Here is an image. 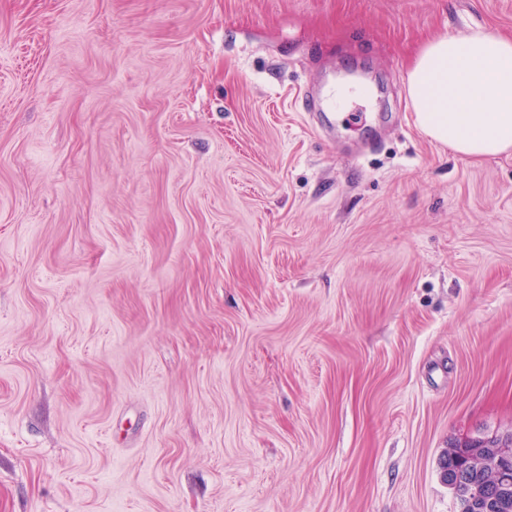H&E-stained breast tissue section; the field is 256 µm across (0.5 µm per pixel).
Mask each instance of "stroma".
<instances>
[{
	"label": "stroma",
	"mask_w": 512,
	"mask_h": 512,
	"mask_svg": "<svg viewBox=\"0 0 512 512\" xmlns=\"http://www.w3.org/2000/svg\"><path fill=\"white\" fill-rule=\"evenodd\" d=\"M476 28L512 0H0V512H458L442 455L512 430V155L406 72Z\"/></svg>",
	"instance_id": "stroma-1"
}]
</instances>
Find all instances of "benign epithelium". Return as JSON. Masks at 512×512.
<instances>
[{"label": "benign epithelium", "mask_w": 512, "mask_h": 512, "mask_svg": "<svg viewBox=\"0 0 512 512\" xmlns=\"http://www.w3.org/2000/svg\"><path fill=\"white\" fill-rule=\"evenodd\" d=\"M490 472L499 490L512 484V431L484 438H467L442 464L443 481L463 498L478 493L474 475Z\"/></svg>", "instance_id": "benign-epithelium-1"}]
</instances>
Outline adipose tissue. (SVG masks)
<instances>
[{"label":"adipose tissue","mask_w":512,"mask_h":512,"mask_svg":"<svg viewBox=\"0 0 512 512\" xmlns=\"http://www.w3.org/2000/svg\"><path fill=\"white\" fill-rule=\"evenodd\" d=\"M406 81L428 139L466 158L512 152V40L481 29L433 37Z\"/></svg>","instance_id":"ef3b65f1"}]
</instances>
